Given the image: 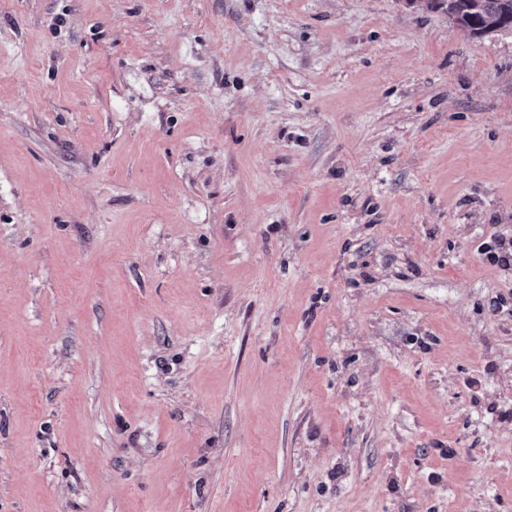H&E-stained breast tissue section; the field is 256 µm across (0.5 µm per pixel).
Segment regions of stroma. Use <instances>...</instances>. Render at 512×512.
<instances>
[{
	"instance_id": "stroma-1",
	"label": "stroma",
	"mask_w": 512,
	"mask_h": 512,
	"mask_svg": "<svg viewBox=\"0 0 512 512\" xmlns=\"http://www.w3.org/2000/svg\"><path fill=\"white\" fill-rule=\"evenodd\" d=\"M512 28L431 0H0V512H512Z\"/></svg>"
}]
</instances>
